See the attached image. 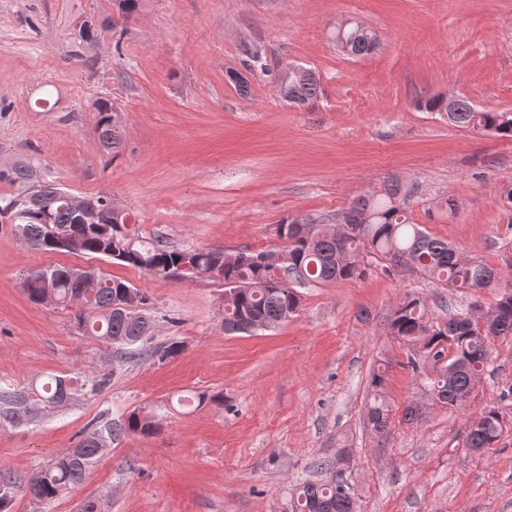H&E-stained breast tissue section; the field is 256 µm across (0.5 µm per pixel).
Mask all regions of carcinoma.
Segmentation results:
<instances>
[{
	"instance_id": "carcinoma-1",
	"label": "carcinoma",
	"mask_w": 512,
	"mask_h": 512,
	"mask_svg": "<svg viewBox=\"0 0 512 512\" xmlns=\"http://www.w3.org/2000/svg\"><path fill=\"white\" fill-rule=\"evenodd\" d=\"M336 43L345 54L363 58L377 45L376 35L367 27L350 23L336 29ZM320 89L314 71L290 80L277 93L289 103L303 106L312 102ZM430 112H448V121L463 128H476L489 136L512 138V113L480 111L466 98L456 99L453 109L443 99L434 97L425 102ZM97 112L96 132L101 145L113 156H118L123 141L122 121L113 120L117 108L108 99L94 103ZM18 189L0 194V220L15 225L28 244L41 250H59L61 243L55 235L59 229L66 238L79 242V251L101 255L118 264L133 266L153 276L168 277L178 270L184 259H189V273L209 275L223 270L226 282L245 287L235 300L224 308V333L248 334V324L263 328L274 327L293 314L299 299L296 288L310 281L335 282L360 278L367 273L365 258L377 255L387 261L405 256L412 265L458 290L481 291L491 287L498 278L489 265L470 259L460 253L447 240L431 235L412 222L401 203V186L388 184L381 194L359 196L343 211L346 223L353 230L344 241L323 235V225H309L307 235L293 231L295 220L286 219L278 225V235L288 240L286 249L278 252L286 261L284 272L262 261L266 252L252 254V261H242L240 253L228 254L219 248H199L189 252L170 248L160 239L145 241L128 232L124 219L112 222L96 221L86 224L80 215L66 205L61 195L64 190L44 185L36 190L25 186L28 167L17 166L12 173H0ZM35 194L39 205L24 206L22 199ZM50 284L59 304L69 307L75 299L74 323L101 342L124 347L127 353H138V344L147 336L145 326L149 297L128 283L108 278L104 283L91 284L72 278L69 269L56 266L31 271L23 280L22 288L28 298L40 301L45 284ZM135 290L139 295L138 312L131 317L117 316L113 305L125 297V291ZM496 319L491 328L484 330L469 320L470 312L450 313L443 320L425 316L424 307L417 298L408 297L395 312L391 322L392 333L400 341L426 348V353L446 361L438 377L427 383L435 398L450 408L464 406L472 388V380L491 366L489 341L492 337L512 335V292L504 294L493 308ZM385 375L373 373L370 385L373 399L369 414L380 433H386L390 420V402L384 393ZM109 384L108 376L87 383L71 382L69 377L57 376L45 384L41 401L60 404L64 390L77 385L87 386L95 392ZM30 400L20 389L0 390V416L14 422L19 419L17 409ZM507 428V421L495 409L483 410L468 420L465 447L482 453L493 447ZM126 429L144 436L158 433L159 427L148 416L136 412L129 414ZM100 448L82 438L67 454L57 456L33 478L25 480L0 471V483H11L15 494L9 498L0 495V512H13L16 494L22 492L31 500L50 502L68 494L86 479ZM354 493L348 481L338 477L335 482H306L299 488L292 512H353Z\"/></svg>"
}]
</instances>
